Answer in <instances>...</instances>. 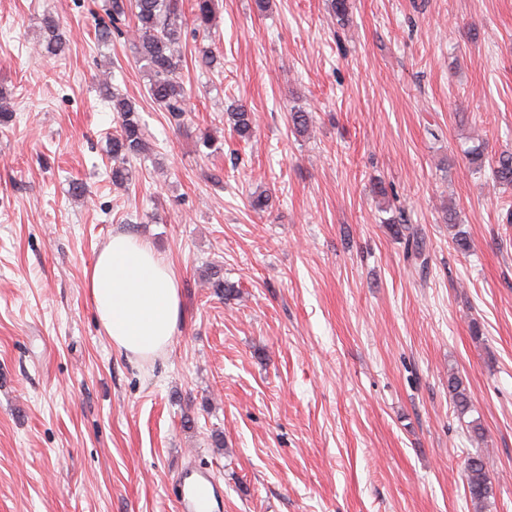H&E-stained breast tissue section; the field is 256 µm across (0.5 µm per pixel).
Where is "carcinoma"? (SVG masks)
<instances>
[{"instance_id": "1", "label": "carcinoma", "mask_w": 512, "mask_h": 512, "mask_svg": "<svg viewBox=\"0 0 512 512\" xmlns=\"http://www.w3.org/2000/svg\"><path fill=\"white\" fill-rule=\"evenodd\" d=\"M102 9L109 22L101 23L96 29V40L108 45L112 40L124 34L123 27L129 21L139 32V42L135 45L138 61L143 63L149 78L151 98L170 117L181 124L186 113L187 92L180 76L182 67V46L188 33V23L182 10L181 0H104ZM194 31L210 36L215 14L214 0H194L191 4ZM46 34L45 51L55 56L66 50L59 18L47 15L43 19ZM101 98L112 104L117 112L118 128L107 140L106 153L112 158V185L125 188L132 183V171L127 167L129 159L148 152L144 132L135 103L111 91L105 79L97 81ZM232 131L241 138H248L252 133V116L243 104H238L227 112ZM492 174L500 182L512 183V152H503L492 164ZM406 255L421 260L427 266L426 245L415 234L405 237ZM448 386L460 414H465L470 405L467 394L460 390L459 381L452 377ZM466 482L470 502L474 512H482L485 503L493 494V484L489 469L484 459L479 456L468 457Z\"/></svg>"}]
</instances>
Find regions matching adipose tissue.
I'll list each match as a JSON object with an SVG mask.
<instances>
[{
	"mask_svg": "<svg viewBox=\"0 0 512 512\" xmlns=\"http://www.w3.org/2000/svg\"><path fill=\"white\" fill-rule=\"evenodd\" d=\"M99 322L113 345L136 358L168 347L180 317L173 270L137 236L113 234L85 271Z\"/></svg>",
	"mask_w": 512,
	"mask_h": 512,
	"instance_id": "ef3b65f1",
	"label": "adipose tissue"
}]
</instances>
